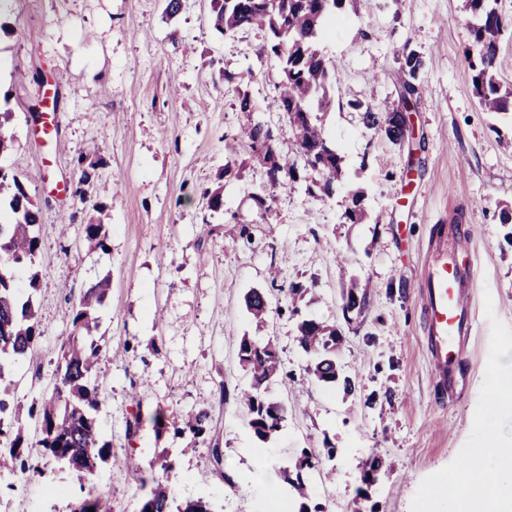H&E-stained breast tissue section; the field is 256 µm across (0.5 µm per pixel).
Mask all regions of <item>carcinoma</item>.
<instances>
[{"label":"carcinoma","instance_id":"1","mask_svg":"<svg viewBox=\"0 0 512 512\" xmlns=\"http://www.w3.org/2000/svg\"><path fill=\"white\" fill-rule=\"evenodd\" d=\"M208 21L221 34L242 30L264 33L260 53L274 57L280 67L281 79L274 103L288 121L293 135L295 156L304 166L318 172L322 183L317 190L325 195L326 187L338 182L344 175V158L327 140L321 114L333 105L329 88L333 63L317 48L320 36L336 18L346 0H210ZM474 18L471 23L475 52L467 56L474 71L473 83L479 104L488 112L505 113L512 108V90L502 89L496 79L495 59L497 43L512 27V20L497 10L496 0H467ZM424 62L411 51L401 60V69L410 81L404 83L405 107H411L416 94L412 81L416 80ZM10 112H0V155L11 149L12 136L7 125ZM364 124L379 130L393 143L402 141L405 129L396 119L395 110L368 108L363 112ZM240 138L249 148V160L266 176L271 187H288L296 181V161L282 155L271 126L253 121L242 128ZM80 177L73 195L85 199L87 188L95 178L102 159L81 154L76 159ZM211 213H224V195L221 188L202 192ZM363 194H351V206L346 218L360 223L368 218L362 206ZM11 215L8 223L0 222V382L12 376L14 369L38 349L42 331L36 319L33 292L39 277L34 271L35 258L40 250L37 228L41 207L32 200L20 177L0 166V209ZM84 242L88 248L108 250V235L104 224L90 222L84 225ZM110 280L99 279L85 290L81 300L72 309L73 330L60 347V358L54 371L51 394L35 399L27 416L38 421L40 432L36 444L28 441L27 421L23 420L15 404L11 385L0 386V473L41 477L52 465L75 470L86 477L112 457L109 442L103 440L96 423L101 404V385L96 377V366L102 356V347L92 338L98 326L97 311L104 304ZM348 309L362 310L368 303V293L350 288L344 296ZM247 311L263 323L270 311L267 294L253 290L245 297ZM298 342L310 363L306 374L322 383H339L351 392L355 384L351 377L340 376L336 351L341 342L336 326L324 321L304 318L297 324ZM239 359L251 377V389L241 393L245 405L247 425L262 442L272 439L280 431L288 410L266 396L262 385L283 370V364L272 341L266 342L242 337ZM210 416L207 411H191L183 418L171 420L166 413L155 412L152 421L155 431L171 429L174 434L188 436L198 445L206 440ZM316 467V456L302 450L296 457L292 472L285 475L286 483L301 499L298 512L310 510L306 499L310 487L309 474ZM162 475L153 479L154 486L140 504L139 512H212L210 504L202 499L176 502L171 493L173 463L164 461Z\"/></svg>","mask_w":512,"mask_h":512}]
</instances>
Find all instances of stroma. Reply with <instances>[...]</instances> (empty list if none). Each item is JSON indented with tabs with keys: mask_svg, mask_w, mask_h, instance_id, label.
Wrapping results in <instances>:
<instances>
[{
	"mask_svg": "<svg viewBox=\"0 0 512 512\" xmlns=\"http://www.w3.org/2000/svg\"><path fill=\"white\" fill-rule=\"evenodd\" d=\"M466 0H350L330 34L318 41L331 59L334 105L322 117L344 156L345 176L331 196L311 195L316 172L299 168L294 187H271L253 169L239 138L243 124L263 121L279 149L293 142L273 106L277 61L259 55L253 30L227 37L208 23L209 0H190L164 17V0H13L0 15V97L8 96L14 144L0 165L17 173L41 206L37 317L39 352L21 371L22 405L51 388L73 306L102 277L111 288L98 312L103 346L97 414L112 446L109 463L80 478L62 468L40 479L0 476L9 512H71L99 497L103 512H138L160 475L176 464L178 500H207L213 512H297L286 483L258 487L261 468L282 471L296 454H316L321 479L311 503L324 512H438L425 493L442 490L481 442L489 414L487 375L496 352L512 344V116L483 111L465 59L472 47ZM425 65L406 114L409 134L394 144L367 128L362 110L401 105L400 58ZM26 79H19L18 71ZM234 73L225 83L222 72ZM44 79L60 76L55 95L59 150L47 154L32 111L42 109ZM253 109L240 111L238 89ZM97 149L86 200H60L78 179L75 160ZM222 187L224 214L211 215L200 192ZM360 190L370 218L346 220L349 193ZM267 198L260 209L255 196ZM101 217L109 249L91 253L83 226ZM471 225L458 260L474 264L476 329L464 346L458 382L439 403L431 379L418 284L436 225ZM278 279H271V270ZM369 287L363 310L345 307L350 279ZM279 289H272V282ZM310 292L301 314L336 324L337 361L356 388L311 381L297 340V317L284 287ZM268 293L272 311L257 325L248 292ZM300 314V315H301ZM269 339L284 371L267 386L288 417L269 442L249 430L235 395L249 379L238 360L242 336ZM139 391L140 404L129 398ZM203 409L208 440L188 448L173 432L155 433L156 411ZM140 415L136 435L127 423ZM224 450L215 468L209 450ZM383 466L366 500L361 470Z\"/></svg>",
	"mask_w": 512,
	"mask_h": 512,
	"instance_id": "35a3bbf8",
	"label": "stroma"
}]
</instances>
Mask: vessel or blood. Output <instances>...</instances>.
Segmentation results:
<instances>
[{
    "mask_svg": "<svg viewBox=\"0 0 512 512\" xmlns=\"http://www.w3.org/2000/svg\"><path fill=\"white\" fill-rule=\"evenodd\" d=\"M476 286L475 271L458 263L453 248L442 242L432 250L425 270L422 312L433 379L443 393L455 386L464 342L473 331L469 301Z\"/></svg>",
    "mask_w": 512,
    "mask_h": 512,
    "instance_id": "1",
    "label": "vessel or blood"
}]
</instances>
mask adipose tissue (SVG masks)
<instances>
[{"instance_id":"obj_1","label":"adipose tissue","mask_w":512,"mask_h":512,"mask_svg":"<svg viewBox=\"0 0 512 512\" xmlns=\"http://www.w3.org/2000/svg\"><path fill=\"white\" fill-rule=\"evenodd\" d=\"M487 447L447 478L442 512H512V448L497 447L495 428L484 424Z\"/></svg>"}]
</instances>
